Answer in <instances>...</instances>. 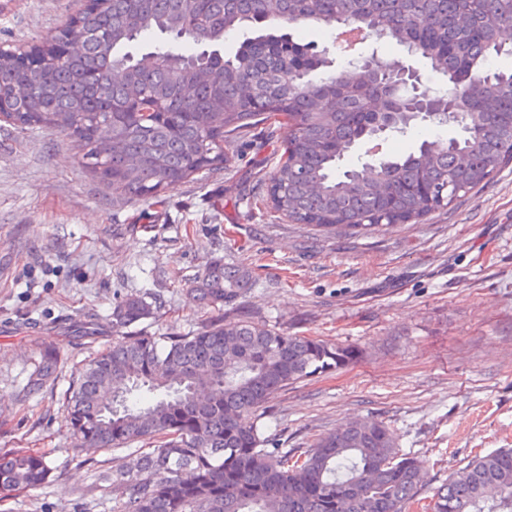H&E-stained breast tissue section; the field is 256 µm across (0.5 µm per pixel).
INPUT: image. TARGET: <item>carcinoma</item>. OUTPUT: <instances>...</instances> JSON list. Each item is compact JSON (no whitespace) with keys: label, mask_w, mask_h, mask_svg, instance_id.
<instances>
[{"label":"carcinoma","mask_w":512,"mask_h":512,"mask_svg":"<svg viewBox=\"0 0 512 512\" xmlns=\"http://www.w3.org/2000/svg\"><path fill=\"white\" fill-rule=\"evenodd\" d=\"M285 20L334 25L352 20L377 41H396L429 60L448 82L433 93L434 115L414 111L390 86V61L355 53L364 96L341 90L329 52L270 32ZM236 52L218 50L243 28ZM512 0H90L58 33L30 47H0V112L21 127L73 138L92 176L128 199L156 198L195 173L226 165L224 136L262 121L291 129L267 197L294 224L355 232L418 224L450 207L512 161V71L491 59L512 55ZM155 59L140 67L130 48L156 33ZM69 41L82 43L76 57ZM295 70L296 79L284 73ZM28 86L23 100L15 83ZM381 121L404 134L417 123L451 124L449 139L424 140L401 156L346 167ZM253 270L212 264L191 291L206 306L245 296ZM152 306L130 295L112 312L126 328ZM356 352L290 335L244 318L214 319L179 336H120L79 372L64 414L82 449H125L105 480L112 512H410L423 484L420 460L400 453L394 433L357 419L300 452L264 447L252 416L291 383L339 368ZM43 359L36 393L57 371ZM42 451L0 455V494L49 482ZM425 512H512V448L475 456L433 491Z\"/></svg>","instance_id":"obj_1"}]
</instances>
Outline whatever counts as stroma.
<instances>
[{
    "label": "stroma",
    "mask_w": 512,
    "mask_h": 512,
    "mask_svg": "<svg viewBox=\"0 0 512 512\" xmlns=\"http://www.w3.org/2000/svg\"><path fill=\"white\" fill-rule=\"evenodd\" d=\"M87 0H0V45L37 44ZM287 125L224 139L226 168L156 199L93 179L78 143L0 118V452H47L48 484L0 512H82L112 452L76 448L62 397L140 294L155 315L129 334L173 336L245 317L357 351L348 367L289 385L260 410L271 448H307L354 418L383 421L425 465L423 497L474 455L512 448V163L420 224L339 236L282 220L261 175ZM255 268L245 297L201 306L188 286L213 263ZM95 324L96 341L77 323ZM55 378L26 383L44 351Z\"/></svg>",
    "instance_id": "35a3bbf8"
}]
</instances>
